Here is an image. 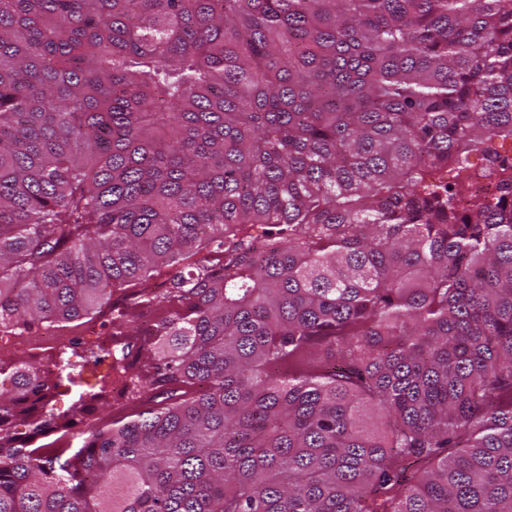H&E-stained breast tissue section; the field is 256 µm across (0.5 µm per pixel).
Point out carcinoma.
Instances as JSON below:
<instances>
[{"mask_svg":"<svg viewBox=\"0 0 512 512\" xmlns=\"http://www.w3.org/2000/svg\"><path fill=\"white\" fill-rule=\"evenodd\" d=\"M500 139L512 0H0V333L165 310L71 457L0 365V512H512Z\"/></svg>","mask_w":512,"mask_h":512,"instance_id":"obj_1","label":"carcinoma"}]
</instances>
